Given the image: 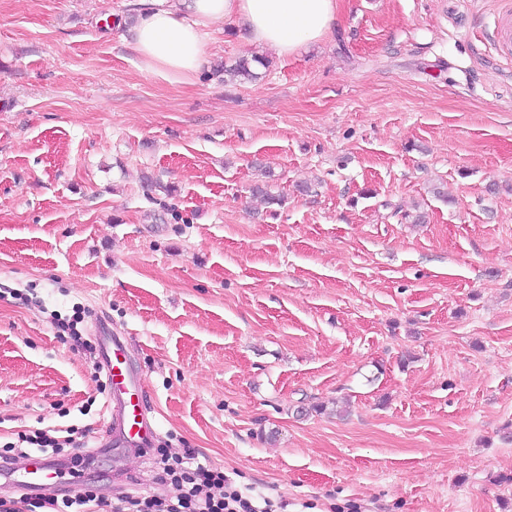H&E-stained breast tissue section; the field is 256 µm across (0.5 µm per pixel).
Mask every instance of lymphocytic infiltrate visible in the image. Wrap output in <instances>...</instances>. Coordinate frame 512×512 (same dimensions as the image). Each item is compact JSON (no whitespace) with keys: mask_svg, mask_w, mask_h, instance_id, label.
Returning <instances> with one entry per match:
<instances>
[{"mask_svg":"<svg viewBox=\"0 0 512 512\" xmlns=\"http://www.w3.org/2000/svg\"><path fill=\"white\" fill-rule=\"evenodd\" d=\"M153 456L156 484L173 486L175 495H127L112 505L97 495L91 483L82 481L59 500L0 498V512H274L269 498L243 494L222 470L197 462L193 449L172 455L158 448Z\"/></svg>","mask_w":512,"mask_h":512,"instance_id":"obj_1","label":"lymphocytic infiltrate"}]
</instances>
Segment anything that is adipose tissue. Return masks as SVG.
Returning <instances> with one entry per match:
<instances>
[{"mask_svg": "<svg viewBox=\"0 0 512 512\" xmlns=\"http://www.w3.org/2000/svg\"><path fill=\"white\" fill-rule=\"evenodd\" d=\"M134 27L142 71L170 83L196 76L208 58L210 29L234 25L249 44L288 57L334 28L336 0H144Z\"/></svg>", "mask_w": 512, "mask_h": 512, "instance_id": "ef3b65f1", "label": "adipose tissue"}]
</instances>
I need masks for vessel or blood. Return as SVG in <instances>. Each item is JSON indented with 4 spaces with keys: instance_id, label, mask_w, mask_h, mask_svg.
<instances>
[{
    "instance_id": "obj_1",
    "label": "vessel or blood",
    "mask_w": 512,
    "mask_h": 512,
    "mask_svg": "<svg viewBox=\"0 0 512 512\" xmlns=\"http://www.w3.org/2000/svg\"><path fill=\"white\" fill-rule=\"evenodd\" d=\"M99 360L111 385L103 420L106 432L121 444L146 443L154 429L144 405L145 387L129 365L126 337L115 334L103 337ZM56 476L53 463L39 456L31 457L27 467L7 473L10 483L26 488L40 486Z\"/></svg>"
}]
</instances>
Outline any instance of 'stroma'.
<instances>
[{
    "mask_svg": "<svg viewBox=\"0 0 512 512\" xmlns=\"http://www.w3.org/2000/svg\"><path fill=\"white\" fill-rule=\"evenodd\" d=\"M140 9L0 0V447L86 428L60 460L112 502L155 490L57 335L101 321L154 447L284 512H512L504 0H337L254 83L214 73L253 51L220 24L197 78L146 74Z\"/></svg>",
    "mask_w": 512,
    "mask_h": 512,
    "instance_id": "obj_1",
    "label": "stroma"
}]
</instances>
